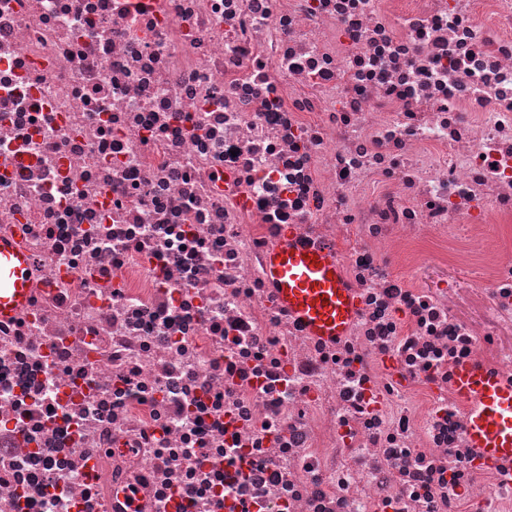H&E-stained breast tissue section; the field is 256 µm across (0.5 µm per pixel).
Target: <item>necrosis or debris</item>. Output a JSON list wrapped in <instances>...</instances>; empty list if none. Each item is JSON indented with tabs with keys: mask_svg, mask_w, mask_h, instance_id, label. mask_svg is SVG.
Returning <instances> with one entry per match:
<instances>
[{
	"mask_svg": "<svg viewBox=\"0 0 512 512\" xmlns=\"http://www.w3.org/2000/svg\"><path fill=\"white\" fill-rule=\"evenodd\" d=\"M0 237V512H512L453 386L512 382V0H0ZM266 276L281 306L312 336H342L356 301L336 267L332 252L288 240L269 254ZM27 262L15 246L0 241V317L12 315L27 301Z\"/></svg>",
	"mask_w": 512,
	"mask_h": 512,
	"instance_id": "necrosis-or-debris-1",
	"label": "necrosis or debris"
}]
</instances>
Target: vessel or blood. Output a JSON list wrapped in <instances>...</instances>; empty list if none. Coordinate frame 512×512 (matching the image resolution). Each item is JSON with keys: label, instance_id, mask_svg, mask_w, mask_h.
<instances>
[{"label": "vessel or blood", "instance_id": "vessel-or-blood-1", "mask_svg": "<svg viewBox=\"0 0 512 512\" xmlns=\"http://www.w3.org/2000/svg\"><path fill=\"white\" fill-rule=\"evenodd\" d=\"M266 276L281 306L309 334L325 339L343 335L356 301L330 250L280 243L268 257ZM27 293V262L13 244L1 240L0 317L25 304ZM454 382L468 409L473 447L489 459H512V384L475 362L459 365Z\"/></svg>", "mask_w": 512, "mask_h": 512}]
</instances>
